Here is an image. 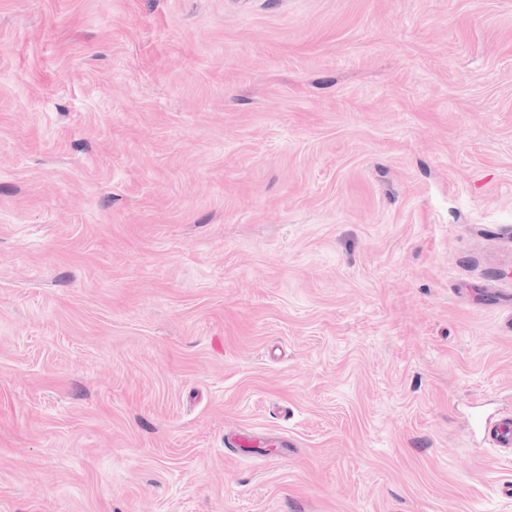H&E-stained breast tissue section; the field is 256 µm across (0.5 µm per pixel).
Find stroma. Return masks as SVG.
I'll return each instance as SVG.
<instances>
[{
	"mask_svg": "<svg viewBox=\"0 0 512 512\" xmlns=\"http://www.w3.org/2000/svg\"><path fill=\"white\" fill-rule=\"evenodd\" d=\"M503 413L512 0H0V512H512Z\"/></svg>",
	"mask_w": 512,
	"mask_h": 512,
	"instance_id": "1",
	"label": "stroma"
}]
</instances>
